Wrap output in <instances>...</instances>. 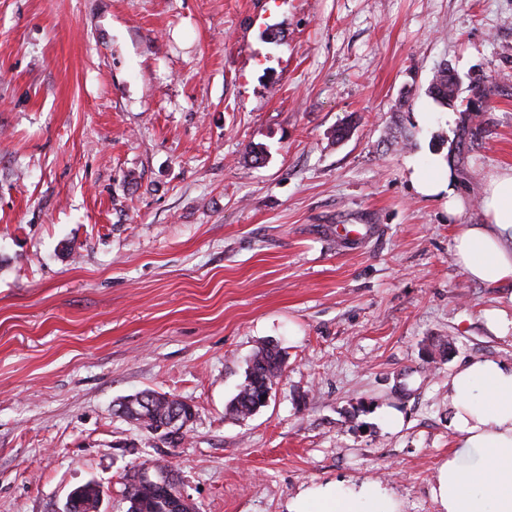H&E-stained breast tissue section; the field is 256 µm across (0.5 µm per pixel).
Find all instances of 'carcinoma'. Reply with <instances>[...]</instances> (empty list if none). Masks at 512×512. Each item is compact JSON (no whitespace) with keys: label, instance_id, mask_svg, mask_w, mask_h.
<instances>
[{"label":"carcinoma","instance_id":"carcinoma-1","mask_svg":"<svg viewBox=\"0 0 512 512\" xmlns=\"http://www.w3.org/2000/svg\"><path fill=\"white\" fill-rule=\"evenodd\" d=\"M459 81L448 72V65L439 67L434 73L429 95L442 105H451L458 98ZM284 355L276 345L267 344L259 348L248 364L245 381L239 386L237 394L229 401L225 413L246 419L263 407L261 396L278 383L283 373ZM143 400L151 408L140 409L137 395L127 397V404H118L120 414L129 421L151 433L173 418V406L181 408L186 415L192 414V408L177 399L153 390L141 392ZM126 512H172L171 494L180 488L179 476L166 465H156L153 478H143L142 468L134 466L125 474ZM99 494L95 486L85 484L79 494L74 512H98Z\"/></svg>","mask_w":512,"mask_h":512}]
</instances>
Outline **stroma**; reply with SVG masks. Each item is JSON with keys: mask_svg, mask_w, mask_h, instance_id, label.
Returning a JSON list of instances; mask_svg holds the SVG:
<instances>
[{"mask_svg": "<svg viewBox=\"0 0 512 512\" xmlns=\"http://www.w3.org/2000/svg\"><path fill=\"white\" fill-rule=\"evenodd\" d=\"M444 63L451 108L427 94ZM414 164L483 223L512 167V0H0V512H62L90 480L125 512L145 462L197 512L342 478L436 512L448 377L512 362L483 317L512 287L457 266ZM269 342L268 405L226 416ZM148 389L194 407L181 441L116 413ZM410 178L418 194L426 197L437 196L438 199L446 197L445 208L449 223L455 224L460 219L465 211V201L456 192V177L449 168L446 173H427L413 167Z\"/></svg>", "mask_w": 512, "mask_h": 512, "instance_id": "obj_1", "label": "stroma"}]
</instances>
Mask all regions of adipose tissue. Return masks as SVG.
I'll use <instances>...</instances> for the list:
<instances>
[{"mask_svg": "<svg viewBox=\"0 0 512 512\" xmlns=\"http://www.w3.org/2000/svg\"><path fill=\"white\" fill-rule=\"evenodd\" d=\"M411 183L426 197L445 200L457 224L452 250L472 281L512 285V167L489 175L481 199L484 223L464 224L465 201L453 172L413 169ZM448 408L455 441L438 465L429 492L437 512H512V363L475 359L448 380ZM390 488L371 479L302 487L287 512H401Z\"/></svg>", "mask_w": 512, "mask_h": 512, "instance_id": "ef3b65f1", "label": "adipose tissue"}]
</instances>
